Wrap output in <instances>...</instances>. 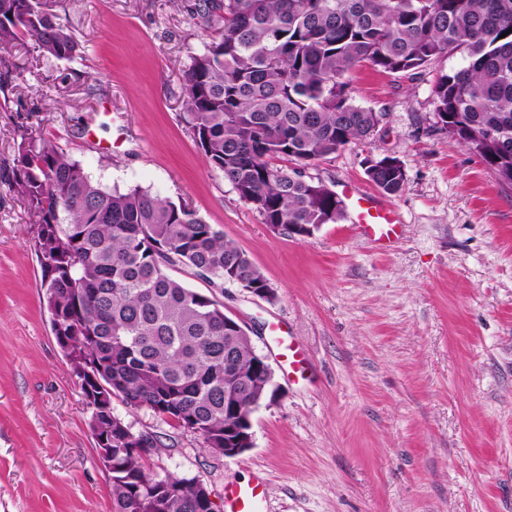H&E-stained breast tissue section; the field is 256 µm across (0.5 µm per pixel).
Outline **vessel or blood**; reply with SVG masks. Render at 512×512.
Here are the masks:
<instances>
[{"instance_id": "1", "label": "vessel or blood", "mask_w": 512, "mask_h": 512, "mask_svg": "<svg viewBox=\"0 0 512 512\" xmlns=\"http://www.w3.org/2000/svg\"><path fill=\"white\" fill-rule=\"evenodd\" d=\"M343 195L355 231L362 237L376 242L396 244L401 237V220L397 211L376 196L344 187ZM265 477H257L248 486H228L224 489L226 512H257L266 495Z\"/></svg>"}]
</instances>
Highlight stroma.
I'll return each instance as SVG.
<instances>
[{"label":"stroma","mask_w":512,"mask_h":512,"mask_svg":"<svg viewBox=\"0 0 512 512\" xmlns=\"http://www.w3.org/2000/svg\"><path fill=\"white\" fill-rule=\"evenodd\" d=\"M195 3L56 0L79 55L47 58L26 40L22 96L0 97V512H112L43 301L37 227L6 180L25 126L108 187L186 203L276 290L267 301L171 268L245 326L277 390L235 457L116 405L159 436L149 470L200 477L218 500L265 475L264 512H512V187L436 122L435 81L460 58L415 75L356 69L353 101L380 124L308 170L334 192L374 194L368 160L399 159L405 188L386 198L403 224L396 247L377 250L345 218L291 237L206 163L182 120L183 72L210 41ZM273 324L305 353L303 375L285 371Z\"/></svg>","instance_id":"obj_1"}]
</instances>
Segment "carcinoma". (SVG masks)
I'll use <instances>...</instances> for the list:
<instances>
[{"mask_svg":"<svg viewBox=\"0 0 512 512\" xmlns=\"http://www.w3.org/2000/svg\"><path fill=\"white\" fill-rule=\"evenodd\" d=\"M54 2L0 0V47L29 37L44 57H75ZM195 13L213 36L183 73L184 122L263 223L312 234L343 217L336 193L305 169L375 131L379 115L351 96L350 74L363 65L399 74L460 55L463 64L436 83V114L449 143L512 185V0H200ZM23 82L24 67L1 53L0 92ZM21 139L12 187L38 225L53 334L71 343L84 396L100 382L111 388L90 419L112 450V512H196V477L150 473L134 448L140 433L113 412L112 398L224 453L272 378L256 370L222 306L168 270L181 264L211 281L263 288L269 301L276 290L186 205L139 186L108 189L33 131ZM366 173L387 194L405 187L394 157Z\"/></svg>","mask_w":512,"mask_h":512,"instance_id":"cac0c4a2","label":"carcinoma"}]
</instances>
